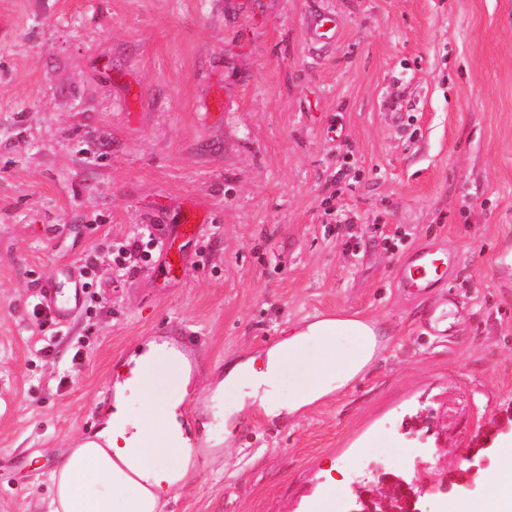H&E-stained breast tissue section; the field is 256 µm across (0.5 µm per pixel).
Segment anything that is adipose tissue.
Listing matches in <instances>:
<instances>
[{"instance_id":"obj_1","label":"adipose tissue","mask_w":512,"mask_h":512,"mask_svg":"<svg viewBox=\"0 0 512 512\" xmlns=\"http://www.w3.org/2000/svg\"><path fill=\"white\" fill-rule=\"evenodd\" d=\"M349 334L357 344L341 351L338 343ZM313 340L319 347L311 356L307 346ZM379 342L375 330L361 331L357 321L318 319L264 354L230 362L223 384L241 391L265 415L293 414L346 387L372 360ZM306 358L311 361L309 380L288 400H281L279 372ZM133 362L137 376L116 381L98 442L67 449L50 473L53 494L48 512H159L164 498L193 479L189 438L175 413L192 386L189 371L153 341ZM135 396L142 400L144 415L133 422L126 402ZM501 456L504 463L486 490L450 500L447 512H512V440L503 443ZM129 488L135 495L127 501L123 493Z\"/></svg>"}]
</instances>
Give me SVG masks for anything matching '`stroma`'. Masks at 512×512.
<instances>
[{
    "label": "stroma",
    "instance_id": "35a3bbf8",
    "mask_svg": "<svg viewBox=\"0 0 512 512\" xmlns=\"http://www.w3.org/2000/svg\"><path fill=\"white\" fill-rule=\"evenodd\" d=\"M438 242L445 287L398 288ZM511 247L512 0H0V512H47L157 336L198 361L197 475L163 512H351L376 471L442 512L512 406ZM74 280L66 325L34 315ZM340 307L388 329L346 389L274 419L216 391ZM489 444L490 438L484 440V452L479 453L472 451L471 455L467 457L469 466L464 469H457L452 475L448 477L445 484H441L439 489L441 491H449L454 485L474 487L479 482L482 471L485 469L489 457Z\"/></svg>",
    "mask_w": 512,
    "mask_h": 512
}]
</instances>
